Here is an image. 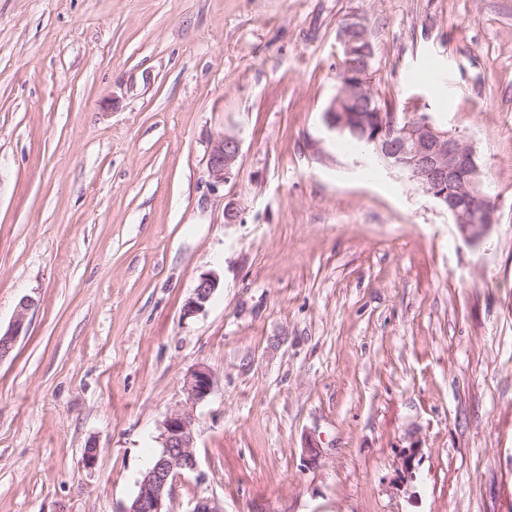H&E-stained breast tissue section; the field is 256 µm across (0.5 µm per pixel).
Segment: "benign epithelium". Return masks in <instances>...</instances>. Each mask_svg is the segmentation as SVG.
<instances>
[{
    "instance_id": "7a95c632",
    "label": "benign epithelium",
    "mask_w": 512,
    "mask_h": 512,
    "mask_svg": "<svg viewBox=\"0 0 512 512\" xmlns=\"http://www.w3.org/2000/svg\"><path fill=\"white\" fill-rule=\"evenodd\" d=\"M364 28V16L354 12L345 18L339 32L345 55L344 73L339 93L324 113V119L329 129L340 133L357 132L356 114L341 111V103L350 98L369 101L374 98L369 80L372 55L366 48L358 49L350 38V32ZM365 138L386 167L407 174L448 211L466 242L478 244L484 241L497 223V205L483 179L476 151L469 139L438 129L425 114L409 118L400 126L378 118L372 126V134ZM240 154L238 135L225 133L212 140L206 158L211 189H218L234 176ZM219 286L217 272L202 274L183 305L182 317L188 319L205 312ZM34 307L33 299H22L12 323L5 332H0V361L10 355L19 336L27 331V318ZM213 386V372L205 364L196 365L186 374L182 386L185 403L167 413L161 425L158 436L160 456L142 474L133 499L120 512H171L169 503L175 482L198 469L193 408L211 394ZM418 454L419 449L414 447L400 452V476L408 482L416 479Z\"/></svg>"
}]
</instances>
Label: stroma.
I'll use <instances>...</instances> for the list:
<instances>
[{
	"instance_id": "obj_1",
	"label": "stroma",
	"mask_w": 512,
	"mask_h": 512,
	"mask_svg": "<svg viewBox=\"0 0 512 512\" xmlns=\"http://www.w3.org/2000/svg\"><path fill=\"white\" fill-rule=\"evenodd\" d=\"M355 11L375 93L473 142L481 245L327 127ZM225 133L239 172L214 190ZM25 296L0 512L130 502L200 363L172 512H512V0H0L1 327ZM241 140L236 134H223L212 140L206 158L208 183L218 189L229 181L238 168ZM220 286V277L217 272L203 273L197 280L191 296L183 305V318H191L206 311L214 293Z\"/></svg>"
}]
</instances>
